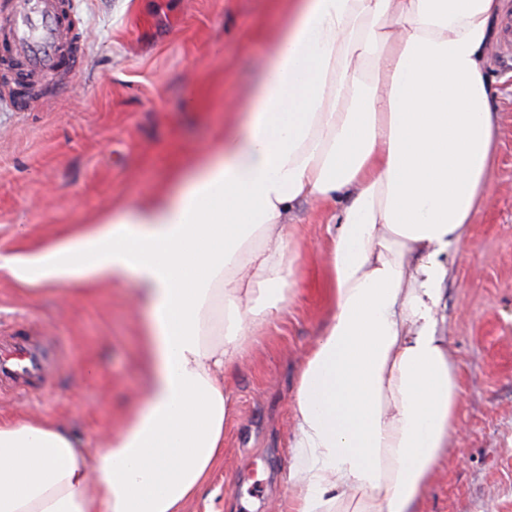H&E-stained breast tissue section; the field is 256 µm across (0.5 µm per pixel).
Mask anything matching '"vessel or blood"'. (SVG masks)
<instances>
[{"mask_svg": "<svg viewBox=\"0 0 512 512\" xmlns=\"http://www.w3.org/2000/svg\"><path fill=\"white\" fill-rule=\"evenodd\" d=\"M75 0H9L0 13V65L22 62L20 84L0 88L11 111L41 112L50 102L49 84L71 83L85 56ZM66 363L59 338L17 329L0 333V397H24L52 390Z\"/></svg>", "mask_w": 512, "mask_h": 512, "instance_id": "b4317fda", "label": "vessel or blood"}]
</instances>
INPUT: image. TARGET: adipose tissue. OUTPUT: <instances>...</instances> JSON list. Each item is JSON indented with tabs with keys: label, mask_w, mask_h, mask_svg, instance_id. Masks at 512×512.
<instances>
[{
	"label": "adipose tissue",
	"mask_w": 512,
	"mask_h": 512,
	"mask_svg": "<svg viewBox=\"0 0 512 512\" xmlns=\"http://www.w3.org/2000/svg\"><path fill=\"white\" fill-rule=\"evenodd\" d=\"M502 0H288L235 124L163 192L24 256L44 288L132 284L148 389L112 445L0 425V512H182L224 453V373L295 286L288 221L327 225L329 310L292 400L283 512H417L455 430L442 260L488 197L484 79Z\"/></svg>",
	"instance_id": "adipose-tissue-1"
}]
</instances>
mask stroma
Returning a JSON list of instances; mask_svg holds the SVG:
<instances>
[{
    "instance_id": "35a3bbf8",
    "label": "stroma",
    "mask_w": 512,
    "mask_h": 512,
    "mask_svg": "<svg viewBox=\"0 0 512 512\" xmlns=\"http://www.w3.org/2000/svg\"><path fill=\"white\" fill-rule=\"evenodd\" d=\"M77 83L41 112L0 109V256L33 252L153 197L174 164L215 147L280 23L270 0H83ZM512 0L484 71L499 127L491 191L451 245L440 335L460 380L456 430L419 512H512ZM340 207L304 201L289 227L295 295L227 370L224 456L184 512H280L294 462L291 401L328 311L327 225ZM130 285L47 291L0 270V323L67 339L48 396L0 400L105 447L147 384Z\"/></svg>"
}]
</instances>
